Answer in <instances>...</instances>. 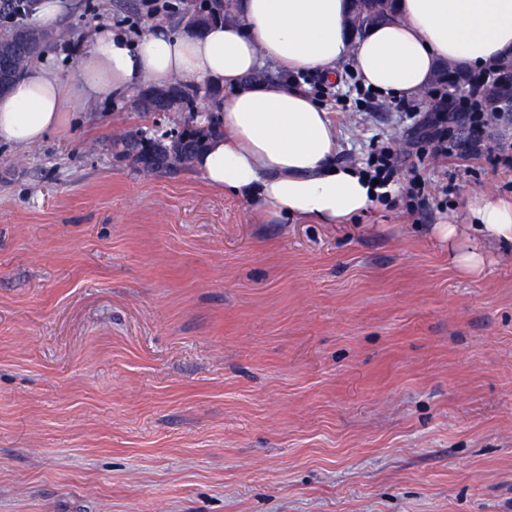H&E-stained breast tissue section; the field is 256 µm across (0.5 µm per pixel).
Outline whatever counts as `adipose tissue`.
Masks as SVG:
<instances>
[{
	"label": "adipose tissue",
	"mask_w": 512,
	"mask_h": 512,
	"mask_svg": "<svg viewBox=\"0 0 512 512\" xmlns=\"http://www.w3.org/2000/svg\"><path fill=\"white\" fill-rule=\"evenodd\" d=\"M232 7L234 21L200 31L159 25L133 41L99 29L74 84L42 55L0 96V141L40 143L68 119L73 94L119 103L142 84L187 78L226 92L224 134L195 162L210 186L273 220L350 224L397 188L373 186L358 167L337 163L333 114L285 73L316 71L333 81L347 63L390 102L422 98L441 64L469 71L512 58V0H396L390 20L359 36L347 23L350 0H233ZM266 60L279 77L250 81ZM433 234L461 276H481L493 248L512 245V197L475 193L463 222L434 225Z\"/></svg>",
	"instance_id": "1"
}]
</instances>
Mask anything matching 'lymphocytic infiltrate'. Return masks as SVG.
Here are the masks:
<instances>
[{
  "label": "lymphocytic infiltrate",
  "instance_id": "f902f5d3",
  "mask_svg": "<svg viewBox=\"0 0 512 512\" xmlns=\"http://www.w3.org/2000/svg\"><path fill=\"white\" fill-rule=\"evenodd\" d=\"M499 68L471 73L470 81L460 92L432 90L430 100L433 110L423 118L421 133L405 152H397L389 144L377 145L366 162V173L370 179L388 185L400 171H407L410 179L405 193L412 201L425 193V183L416 172L428 156H447L464 150L480 151L484 145L485 116L495 111L499 119L512 123V98L489 99L491 85L503 82Z\"/></svg>",
  "mask_w": 512,
  "mask_h": 512
}]
</instances>
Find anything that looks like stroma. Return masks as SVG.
<instances>
[{
  "label": "stroma",
  "mask_w": 512,
  "mask_h": 512,
  "mask_svg": "<svg viewBox=\"0 0 512 512\" xmlns=\"http://www.w3.org/2000/svg\"><path fill=\"white\" fill-rule=\"evenodd\" d=\"M76 2L51 50L73 83L102 24L135 39L176 0ZM347 91L341 162L408 143ZM157 124L85 101L0 143V512H512V247L465 278L432 233L512 168L430 160L444 202L293 224L115 157Z\"/></svg>",
  "instance_id": "1"
}]
</instances>
